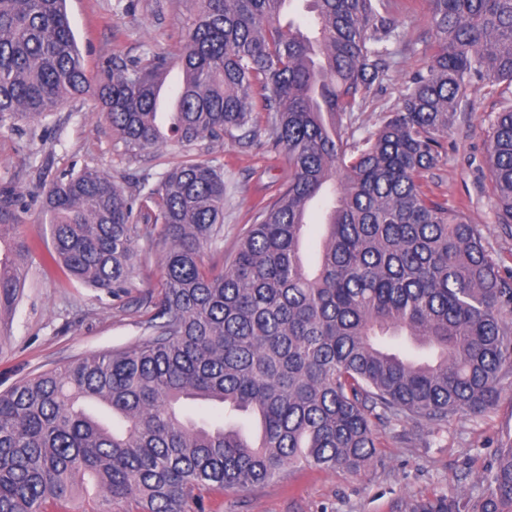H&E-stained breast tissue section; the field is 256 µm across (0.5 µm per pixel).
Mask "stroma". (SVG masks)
Segmentation results:
<instances>
[{
    "instance_id": "35a3bbf8",
    "label": "stroma",
    "mask_w": 512,
    "mask_h": 512,
    "mask_svg": "<svg viewBox=\"0 0 512 512\" xmlns=\"http://www.w3.org/2000/svg\"><path fill=\"white\" fill-rule=\"evenodd\" d=\"M193 0H67V15L90 79L100 76L104 59L126 61L161 53L177 64L185 42ZM400 38L392 43L389 77L374 87L348 134L359 141L395 108L416 72L425 70L427 0H391ZM472 119L453 130L447 151L428 173L434 196L465 204L483 229L485 246L501 274L512 272V227L498 223L493 185L486 163L488 127L497 98L488 88L472 89ZM223 163L232 191L224 204V249L232 251L252 224L258 203L273 201L290 176L288 160L272 147L267 131L251 143L205 141L187 149L170 143L131 156L116 145L95 97L67 102L35 125L0 123V190L15 193L14 223L36 250L25 286L13 310L0 315V391L90 353L137 343L154 302L161 296L160 258L167 243L159 235L139 240L143 256L138 286L112 295L67 280L61 269L44 266L51 249L43 202L49 186L70 169L85 166L109 172L135 196L140 180L156 184L170 167L195 156ZM375 455L360 471L294 468L280 478L241 491H195L205 512H411L421 501L456 491L478 495L477 476L495 461L498 448L512 438V375L493 410L467 412L447 426L431 429L406 419L374 420Z\"/></svg>"
}]
</instances>
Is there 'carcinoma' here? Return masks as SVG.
Masks as SVG:
<instances>
[{
    "label": "carcinoma",
    "mask_w": 512,
    "mask_h": 512,
    "mask_svg": "<svg viewBox=\"0 0 512 512\" xmlns=\"http://www.w3.org/2000/svg\"><path fill=\"white\" fill-rule=\"evenodd\" d=\"M292 0H195L179 54L175 117L159 121L166 57L106 63L91 88L66 0H0V122L30 123L94 92L124 151L254 141L255 94L285 150L288 184L260 208L222 266L224 166L187 159L141 195L154 223L107 172L83 168L47 193L46 261L108 293L137 287L136 244L169 246L154 312L135 345L91 354L0 392V512L66 505L86 480L95 507L189 508L196 488L243 490L299 465L357 471L375 453L371 417L442 426L493 408L512 370V277L500 274L467 209L428 193L445 140L471 120L469 92L499 97L487 164L498 223L512 224V0H428L426 71L361 141L343 120L388 76L398 38L389 0H309L307 30L281 23ZM328 191L314 267L307 212ZM0 192V311L24 287L30 243ZM187 401L220 406L196 421ZM107 408L109 426L86 406ZM481 496L413 512H512V441L480 475Z\"/></svg>",
    "instance_id": "carcinoma-1"
}]
</instances>
